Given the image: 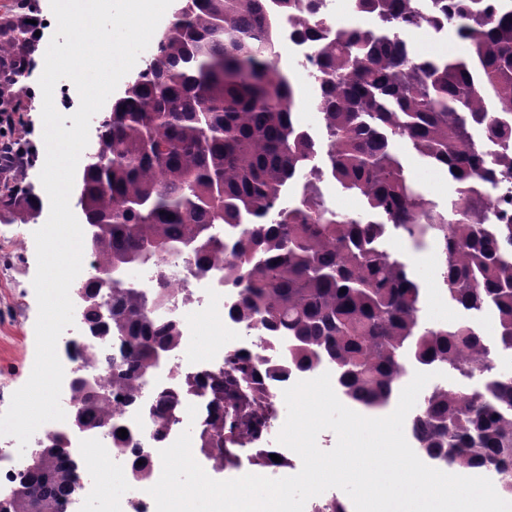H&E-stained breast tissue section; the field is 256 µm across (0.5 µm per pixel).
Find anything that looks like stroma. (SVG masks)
I'll return each instance as SVG.
<instances>
[{"instance_id":"obj_1","label":"stroma","mask_w":512,"mask_h":512,"mask_svg":"<svg viewBox=\"0 0 512 512\" xmlns=\"http://www.w3.org/2000/svg\"><path fill=\"white\" fill-rule=\"evenodd\" d=\"M35 14L42 26L38 48L18 83L12 99L16 131L28 140L30 152L20 169L23 185L39 203V210L24 227V240L18 245H0V383H8L10 392L0 395V412L10 404L12 391L21 388L29 379L36 355L35 324L38 305L33 287L37 270L34 233L48 219L50 203L40 181L46 150L43 141L42 91L39 78L44 67V55L56 30V20L50 0H33ZM411 176L424 187L428 197L447 208L454 194V184L447 173L430 167L413 153L407 143H399ZM388 247L394 254L408 258L423 294L421 320L429 324H450L467 316L466 311L450 301L441 286L442 259L437 239L428 238L414 243L397 229L388 232Z\"/></svg>"}]
</instances>
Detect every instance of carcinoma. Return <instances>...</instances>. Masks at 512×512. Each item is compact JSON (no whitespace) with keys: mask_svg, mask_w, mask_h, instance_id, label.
Returning a JSON list of instances; mask_svg holds the SVG:
<instances>
[{"mask_svg":"<svg viewBox=\"0 0 512 512\" xmlns=\"http://www.w3.org/2000/svg\"><path fill=\"white\" fill-rule=\"evenodd\" d=\"M412 0H352L353 13L378 19L369 30L338 27L319 43L325 163L296 119L292 76L273 61L275 22L267 0H187L158 40L150 61L112 103L97 129L98 157L83 163L79 206L94 267L116 269L132 257L163 268L176 250L206 273L224 265V287L237 291L227 315L259 336L283 338L276 367L246 354L228 355V369L194 389L209 403L200 424L213 468L237 465L239 448L261 439L273 406L267 386L328 361L336 390L361 413L387 409L398 397L408 360L445 364L455 377L483 376L482 385L435 388L421 397L414 440L450 470L492 468L497 492L512 498V375L495 370L492 349L467 321L429 326L410 262L382 248L388 226L414 242L442 243L443 285L466 311H491L498 346L512 351V219L492 224L482 186L512 178V0H432L423 23L465 40V54L426 57L397 38L414 22ZM29 42V29L0 23V59ZM481 133L500 143L485 156ZM409 141L431 166L448 171L456 198L437 209L406 172L394 144ZM307 171L300 198L283 205L297 174ZM330 179L358 196L357 215L327 208L319 183ZM36 201L19 184H0V212L24 221ZM276 210V222L262 217ZM228 229L224 240L212 233ZM169 278L146 294L112 287L87 315L91 335L121 341L123 363L109 387L131 400L137 380L158 354L182 340L174 324L152 321ZM84 424L119 437L112 397L73 389ZM184 401L164 389L152 406L161 439ZM275 448H256L252 462L283 466ZM82 457L62 437L47 441L33 468L21 467L18 488L0 512H58L76 496Z\"/></svg>","mask_w":512,"mask_h":512,"instance_id":"carcinoma-1","label":"carcinoma"}]
</instances>
